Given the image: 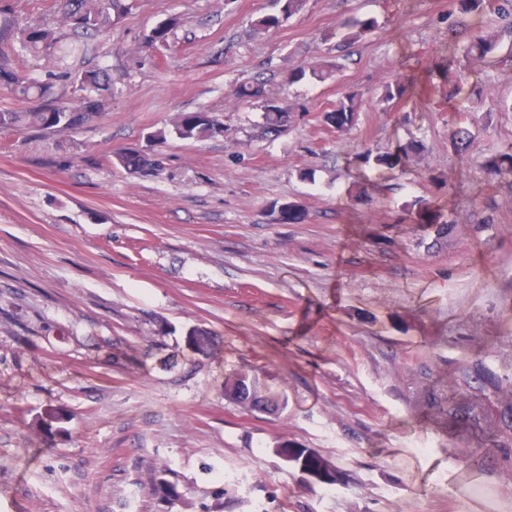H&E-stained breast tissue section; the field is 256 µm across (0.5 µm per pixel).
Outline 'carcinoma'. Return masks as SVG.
Listing matches in <instances>:
<instances>
[{
    "label": "carcinoma",
    "instance_id": "obj_1",
    "mask_svg": "<svg viewBox=\"0 0 512 512\" xmlns=\"http://www.w3.org/2000/svg\"><path fill=\"white\" fill-rule=\"evenodd\" d=\"M280 3L279 13L268 14L255 21L257 30H270L280 25L283 19L298 12L304 0H276ZM128 10L125 0H64L60 4L61 22L73 39L67 41L54 28L44 23H30L23 27L15 26L9 19L14 13L13 0H0V91L25 104L18 110L0 109V130L19 134L43 133L76 130L92 118L102 113L112 100V76L105 66H91L74 73L70 60L83 51L79 39L102 32L111 25L113 19L120 18ZM180 19L174 16L158 23L145 36L152 47L169 45ZM377 27L373 18L353 19L342 24L341 41L344 43L360 39ZM496 46L490 36L477 35L465 47L466 55L472 58H485ZM31 57L48 59L50 66L40 76L27 72V62ZM331 71L319 70L313 66L299 65L288 70L287 80L295 84L309 78L326 79ZM74 88L78 94L76 102H64L55 88ZM407 92L401 81L387 82L382 86L381 101L389 103L402 98ZM240 100L262 101L265 108L266 127L278 130L288 121V106L266 99L265 85L254 82L242 85L237 91ZM359 108V96L354 92L345 93L330 110L324 111L323 123L338 131L352 127ZM183 120L172 123L171 133L182 140L215 138L224 136V124L213 113L195 111L182 113ZM167 135L159 132L152 136L154 146L146 149H130L118 152L115 156L106 155L102 161L118 164L131 174L149 175L160 168L156 146L165 143ZM473 136L465 127H458L452 134V146L458 156L466 155L471 147ZM422 141L413 139L398 151H386L374 156V165L393 169L402 157L423 151ZM481 166L488 172L502 177L512 176V146L484 157ZM280 221L297 224L303 220L300 207L295 203H285L279 208ZM238 401L255 402L258 399V386L255 381L242 376L230 389Z\"/></svg>",
    "mask_w": 512,
    "mask_h": 512
}]
</instances>
